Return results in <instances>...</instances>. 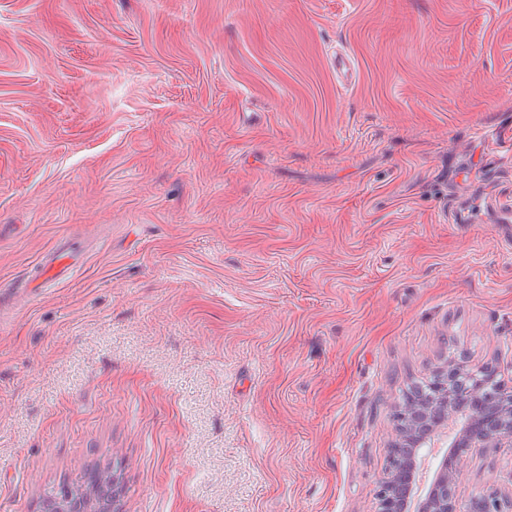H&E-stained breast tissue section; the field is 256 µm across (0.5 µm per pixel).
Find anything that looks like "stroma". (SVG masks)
I'll use <instances>...</instances> for the list:
<instances>
[{
  "label": "stroma",
  "instance_id": "stroma-1",
  "mask_svg": "<svg viewBox=\"0 0 512 512\" xmlns=\"http://www.w3.org/2000/svg\"><path fill=\"white\" fill-rule=\"evenodd\" d=\"M509 212L512 0H0V512H376L409 386L512 385ZM71 257V253L64 247H57L48 252L38 264L36 273L27 277L26 287L46 292L48 288L69 278L73 273L74 264L66 262ZM93 481H88L84 485L76 486L66 491L73 499L90 502L93 501L99 507L93 512H109V500L107 496L108 489L112 484V475L104 472H93Z\"/></svg>",
  "mask_w": 512,
  "mask_h": 512
}]
</instances>
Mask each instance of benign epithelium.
<instances>
[{
  "mask_svg": "<svg viewBox=\"0 0 512 512\" xmlns=\"http://www.w3.org/2000/svg\"><path fill=\"white\" fill-rule=\"evenodd\" d=\"M464 397L476 406L465 412V421L448 442L432 479L419 490L421 451L448 434L453 400ZM407 433L391 448L390 461L377 491V512H456L455 476L475 448L512 447V386L479 382L471 388L440 387L425 404H411ZM47 512H85L63 493L49 494Z\"/></svg>",
  "mask_w": 512,
  "mask_h": 512,
  "instance_id": "7a95c632",
  "label": "benign epithelium"
}]
</instances>
